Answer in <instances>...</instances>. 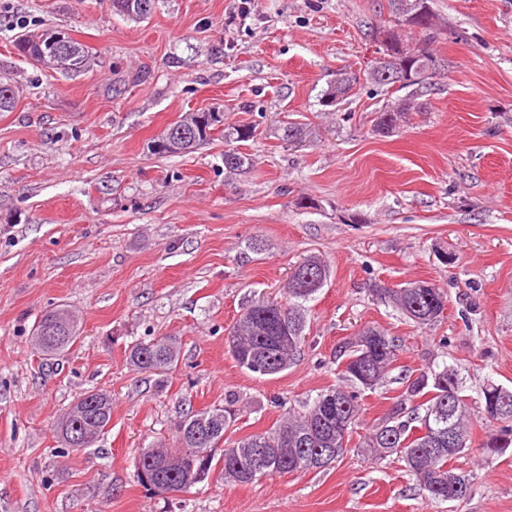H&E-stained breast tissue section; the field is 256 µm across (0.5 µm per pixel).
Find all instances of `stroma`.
Returning a JSON list of instances; mask_svg holds the SVG:
<instances>
[{"instance_id":"35a3bbf8","label":"stroma","mask_w":512,"mask_h":512,"mask_svg":"<svg viewBox=\"0 0 512 512\" xmlns=\"http://www.w3.org/2000/svg\"><path fill=\"white\" fill-rule=\"evenodd\" d=\"M158 0L147 19L109 0H0V512H512V448L479 454L493 429L478 391L512 389V0H433L440 70L393 129L395 100L366 75L390 19L387 0ZM55 26L88 46L66 76L14 48ZM360 79L339 106L321 97L337 71ZM215 110L248 170L224 168V140L157 155L153 140L190 112ZM301 134L282 137L286 123ZM261 250H251L252 242ZM331 276L308 302L295 363L274 377L240 369L225 339L247 301L281 300L301 259ZM425 280L448 303L417 327L377 284ZM78 319L54 358L30 336L46 311ZM398 337L393 370L365 391L358 434L396 406L405 378L457 369L471 447L454 468L474 491L424 500L397 456L351 448L324 471L239 486L220 472L175 497L138 481V449L171 443L190 411L235 400V441L268 431L335 385L362 327ZM181 343L177 367L138 370L132 345ZM112 421L88 449L67 448L60 417L88 390Z\"/></svg>"}]
</instances>
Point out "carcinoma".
Masks as SVG:
<instances>
[{"instance_id":"1","label":"carcinoma","mask_w":512,"mask_h":512,"mask_svg":"<svg viewBox=\"0 0 512 512\" xmlns=\"http://www.w3.org/2000/svg\"><path fill=\"white\" fill-rule=\"evenodd\" d=\"M394 25L384 28L387 50L399 56L401 63L413 70L420 65H437L431 50L437 34L436 16L432 0H388ZM112 11L131 21L148 18L155 9V0H111ZM407 28L415 34L408 44L398 32ZM49 29L37 34H21L14 43L17 54L38 63L45 49L44 37ZM89 49L69 39L67 56L58 70L77 74L87 68ZM368 78L377 86L405 95L381 112L379 125L393 127L411 109L417 93L426 82L406 83L396 72L383 76L376 65H371ZM359 83L352 72H341L325 92L331 102L349 96ZM15 93L10 83L0 79V112L14 108ZM197 135L191 145L169 148L171 129L158 138L160 154H185L211 140L214 132L224 125V114L207 111L188 114L178 121ZM249 125L224 130V168L237 171L250 164V158L238 152L232 144L253 137ZM323 273L327 281L330 268L321 259L310 256L295 266L287 283L288 303L255 299L242 307V312L229 331L228 353L237 366L260 377H273L293 364L297 347L281 341L290 332L305 338L307 309L317 289L306 281L309 268ZM378 297L389 299L402 314L418 326L434 324L448 303L444 289L433 282L425 288L375 289ZM61 307L46 311L33 329L32 349L45 357L60 354L70 347L78 336L74 317H63ZM349 365L343 369L342 383L316 395L297 413H287L270 431L252 435L224 446V436L233 426L237 410L233 403L224 408L192 412L175 424L173 448H142L134 458L135 471L153 469L150 480L153 487L169 486L187 491L209 477L212 470L221 468L224 481L246 486L264 478L285 474L320 471L328 468L348 451L350 437L361 416V392L374 390L392 369L399 352L395 337L366 326L348 342ZM131 362L144 371L172 370L179 359L178 342L161 337L139 342L131 347ZM484 413L488 420L498 424L490 433L482 449L502 454L512 446V391L491 380L482 388ZM95 403L92 412L82 416L84 426L93 436L84 448L91 447L105 433L112 419V400L98 390L82 395L78 403ZM470 413L460 395V379L448 364L429 367L415 378L406 380L395 410L381 424L368 430L363 448L375 460L398 455L414 477L419 492L425 499L436 502H456L473 492L469 477L457 473L448 463L468 448ZM214 425L213 434L204 444L191 438V428L200 423ZM453 426L456 439L448 444V426Z\"/></svg>"}]
</instances>
